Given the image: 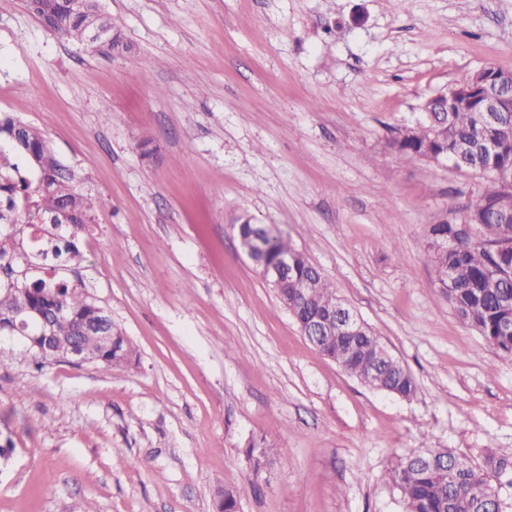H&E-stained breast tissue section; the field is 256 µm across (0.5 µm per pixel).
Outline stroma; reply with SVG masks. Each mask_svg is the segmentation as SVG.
Masks as SVG:
<instances>
[{
    "instance_id": "stroma-1",
    "label": "stroma",
    "mask_w": 512,
    "mask_h": 512,
    "mask_svg": "<svg viewBox=\"0 0 512 512\" xmlns=\"http://www.w3.org/2000/svg\"><path fill=\"white\" fill-rule=\"evenodd\" d=\"M100 6L129 53L0 0V113L95 196L70 279L137 360L41 368L0 341V512H215L220 487L239 512H406L388 472L411 451L512 458V361L458 319L427 251L486 177L388 147L428 97L512 70V0ZM241 217L306 253L412 374V398L302 336L242 252ZM252 437L277 458L259 479Z\"/></svg>"
}]
</instances>
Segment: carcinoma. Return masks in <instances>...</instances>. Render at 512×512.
<instances>
[{
	"label": "carcinoma",
	"instance_id": "cac0c4a2",
	"mask_svg": "<svg viewBox=\"0 0 512 512\" xmlns=\"http://www.w3.org/2000/svg\"><path fill=\"white\" fill-rule=\"evenodd\" d=\"M22 2L47 31L80 41L98 0H85V12L68 15L58 12L55 0ZM2 138L35 159L40 182L34 188L25 182L23 187L30 195L33 217L49 218L55 232L40 235V225L26 224L12 233H0V270L9 273V281L0 279V321H9L10 312L19 307L42 311L52 315L55 343L78 341L87 359L105 369L131 366L136 351L118 326H109L106 339L80 332L82 324L101 318L104 307L63 275V270L81 259L77 239L88 226L95 199L74 187V174L60 163L36 129L1 113ZM489 141L498 144L493 154L485 150ZM390 147L406 160L438 162L446 156L459 170L488 171V186L469 206L465 218L432 225L429 247L440 288L459 319L482 336L499 357L512 360V223L504 224L498 217L500 210L512 208V185L508 178L496 175L512 171V129L481 123L475 112H450L442 126L421 123L392 139ZM465 226L478 230L482 238L473 240L463 230ZM235 230L240 245L250 249L254 237L260 236L261 245L255 250L259 263L272 265L290 258L287 287L279 301L295 305L293 319L304 329L336 292L306 254L279 230L249 222L235 225ZM449 238L457 244L446 251L434 249L435 243ZM57 306L65 309L64 315L52 314ZM381 345L380 337L369 329L359 340L338 338L323 351L364 385L396 397H411L416 383L408 371L390 373L383 382L366 374V363L384 361L378 354ZM24 346L39 366L58 357L56 347L40 341L26 340ZM246 456L257 475L274 463L272 449L263 438L247 442ZM508 472H512V463L503 458L489 457L480 465L463 454L429 448L399 459L391 478L401 491L407 512H503L492 475ZM216 508L217 512H238L237 492L218 489Z\"/></svg>",
	"mask_w": 512,
	"mask_h": 512
}]
</instances>
